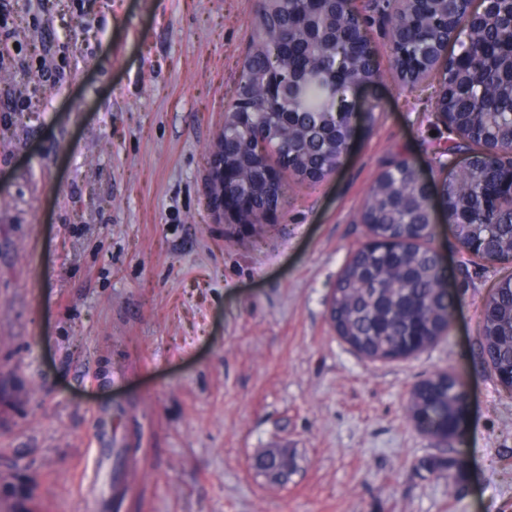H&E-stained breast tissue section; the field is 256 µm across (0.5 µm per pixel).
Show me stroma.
I'll list each match as a JSON object with an SVG mask.
<instances>
[{"label": "stroma", "instance_id": "35a3bbf8", "mask_svg": "<svg viewBox=\"0 0 512 512\" xmlns=\"http://www.w3.org/2000/svg\"><path fill=\"white\" fill-rule=\"evenodd\" d=\"M258 0H9L20 59L64 78L0 85V505L29 512H512V392L477 357L481 305L512 262L468 263L436 224L456 301L450 331L407 360L370 362L336 336L328 302L368 235L366 195L404 155L446 173L435 81L404 89L385 30L381 78L354 94L339 169L283 173L263 225L218 220L208 173ZM465 391L443 448L406 416L440 371ZM269 448L298 458L259 475ZM452 458L462 483L425 466ZM281 456L278 455H270V461L263 460L259 463L258 468L261 470V473L270 477L276 482L279 483H287L288 478L293 474L296 469V461L292 456H288V453L282 451V461L276 462L275 460Z\"/></svg>", "mask_w": 512, "mask_h": 512}]
</instances>
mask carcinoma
<instances>
[{"mask_svg": "<svg viewBox=\"0 0 512 512\" xmlns=\"http://www.w3.org/2000/svg\"><path fill=\"white\" fill-rule=\"evenodd\" d=\"M377 8L390 15L388 31L390 68L410 91L421 78L399 74V53L413 51L432 57L449 40L458 47L466 66L447 63L441 73L437 99L455 110L448 129V152L469 153L467 165L445 180L439 190L440 206L448 209V223L459 240H478L485 258H512V207H484L483 186L502 175L498 147L512 143V0H494L484 10L470 11V0H433L430 13L419 8H399L380 0ZM305 14L302 0H266L257 19L243 61L235 101L253 102L248 124L233 120L236 106L226 110L219 135V154L239 163L241 188L257 186L256 207L275 210L284 197L283 185H256L257 144L265 146L264 161L291 159L288 171L300 178L317 174L325 178L340 166L347 143L354 135L356 114L350 96L358 87L380 75L376 59L356 56L340 37L348 27L361 31L371 42L372 25L356 0H327L322 15L310 21L311 69L299 86L288 82V65L276 52L280 37L303 34L296 18ZM345 72V81L331 88L333 71ZM269 71L282 76L285 110L279 125L269 115L263 78ZM431 196L418 171L393 160L372 184L364 207L369 235L381 246H361L349 256L333 289L329 319L336 335L360 357L371 361L407 359L447 335L455 299L441 287L444 271L431 248ZM478 358L494 378L512 379V276L500 280L482 307ZM462 384L442 371L416 384L406 410L410 420L435 446L457 430ZM261 473L286 483L296 469L295 458L282 453L259 463ZM438 478L457 483L462 465L452 461L432 469Z\"/></svg>", "mask_w": 512, "mask_h": 512, "instance_id": "cac0c4a2", "label": "carcinoma"}]
</instances>
